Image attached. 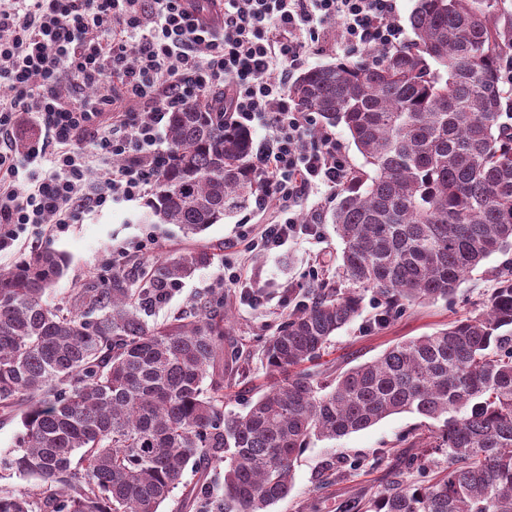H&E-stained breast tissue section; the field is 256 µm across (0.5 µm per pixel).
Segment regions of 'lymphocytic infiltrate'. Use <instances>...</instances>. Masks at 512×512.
<instances>
[{
    "label": "lymphocytic infiltrate",
    "instance_id": "f902f5d3",
    "mask_svg": "<svg viewBox=\"0 0 512 512\" xmlns=\"http://www.w3.org/2000/svg\"><path fill=\"white\" fill-rule=\"evenodd\" d=\"M396 2L0 0V252L26 230L49 237L114 198L148 196L168 162L167 114L219 87L236 123L265 131L253 166L267 192L256 207L275 219L260 247L306 233L298 200L335 192L350 168L335 136L294 108L290 81L335 43L380 57L404 47ZM23 114L37 132L21 149ZM89 136L119 161L102 187L82 148Z\"/></svg>",
    "mask_w": 512,
    "mask_h": 512
}]
</instances>
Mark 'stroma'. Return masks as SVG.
<instances>
[{
    "mask_svg": "<svg viewBox=\"0 0 512 512\" xmlns=\"http://www.w3.org/2000/svg\"><path fill=\"white\" fill-rule=\"evenodd\" d=\"M330 211V206L318 205L316 197L302 201L297 216L311 223V234L289 237L283 246L266 251L250 243L271 219L256 207L189 239L176 225L153 223L146 202L117 199L51 237L22 234L11 250L0 254V268L10 267L21 254L42 245L63 252L66 272L48 296L50 303L60 304L68 300L73 288L111 276L105 262L113 249L129 248V260L148 264L188 246L219 247L210 266L184 280L165 302L150 307L145 319L152 327L170 322L180 314L195 312L202 296L223 290L231 309L229 339L249 356L239 374L224 384L226 410L241 412L252 392L262 391L270 382L261 350L281 315L299 303L315 277H336V258L343 244L330 221ZM502 261L499 254L487 259L450 301L417 306L382 324L377 321L380 304L375 297L365 296L362 315L333 338L325 358L327 368H349L372 360L392 344L447 327L491 294L494 282L487 271ZM232 272L261 287L260 302H250L236 288L224 286L225 275ZM424 425V418L404 412L336 440H311L295 466L290 495L273 505L271 512H350L355 502L377 497L403 480L406 463L416 454L411 438ZM331 462L341 469V476L328 475L326 466Z\"/></svg>",
    "mask_w": 512,
    "mask_h": 512,
    "instance_id": "obj_1",
    "label": "stroma"
}]
</instances>
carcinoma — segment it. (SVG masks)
I'll list each match as a JSON object with an SVG mask.
<instances>
[{
    "label": "carcinoma",
    "mask_w": 512,
    "mask_h": 512,
    "mask_svg": "<svg viewBox=\"0 0 512 512\" xmlns=\"http://www.w3.org/2000/svg\"><path fill=\"white\" fill-rule=\"evenodd\" d=\"M409 23L412 45L380 62L310 68L289 87L298 111L342 126L364 159L331 210L351 287L309 285L267 339L275 380L246 411H224V376L242 363L224 345V296L163 328L142 316L216 253L114 268L66 309L46 300L67 268L62 253L37 248L0 268V408L23 427L0 470L36 486L0 490V512H158L190 463V496L203 495L213 461L224 463V512H269L311 439L403 412L440 423L418 445L448 463L428 479L409 460L423 481L385 491L371 512H512V268L493 270L489 299L447 328L314 370L361 314L363 293L384 305V323L448 300L490 256L512 252V17L499 0H416ZM166 138L150 201L158 223L198 235L265 193L252 134L224 111V93L170 113Z\"/></svg>",
    "instance_id": "obj_1"
}]
</instances>
